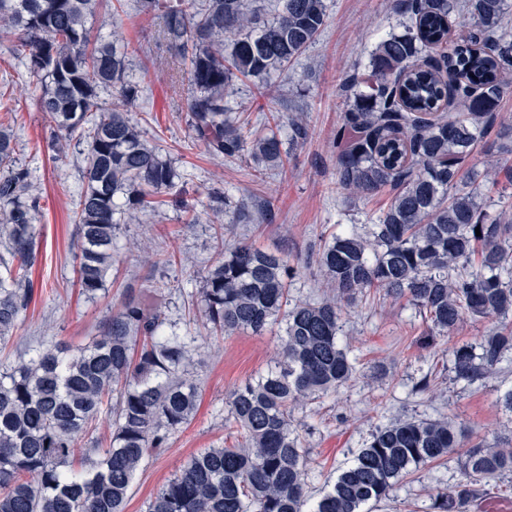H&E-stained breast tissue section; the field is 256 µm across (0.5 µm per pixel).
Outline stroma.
Here are the masks:
<instances>
[{"label": "stroma", "mask_w": 512, "mask_h": 512, "mask_svg": "<svg viewBox=\"0 0 512 512\" xmlns=\"http://www.w3.org/2000/svg\"><path fill=\"white\" fill-rule=\"evenodd\" d=\"M126 11L90 18L92 36L116 35L131 47L128 72L144 88L135 114L148 143L179 173L163 193L162 204L143 211L118 199L112 268L96 298L82 294L77 282V239L73 213L85 188V142H71L53 160L49 130L39 110L40 81L31 77L13 37L0 34V85L14 94L9 119L18 137L15 158L30 172L38 201L37 261L32 268V300L25 321L5 349L0 366L33 356L42 347L63 343L85 346L96 327L119 310L126 289L160 310L167 329L191 337L189 370L201 389V403L190 424L167 448L148 456L138 473L125 512H145L147 501L183 465L207 448L227 447L235 436L228 422V397L234 387L265 373L278 359L284 321L263 334L207 335L198 300L211 262L224 247L247 242L284 253L298 274L288 282L290 302H317L326 277L317 255L333 235L369 230L387 207L386 195L365 196L336 187L335 135L344 116L340 86L363 69L383 38L406 31L396 0H326L327 22L308 49L269 80L233 79L224 104L241 121L256 123L275 113L285 149V167L252 158L225 159L192 144L186 124V95L169 84L171 59L159 46V20L138 15L135 0ZM302 118L304 139L292 140L288 117ZM512 143L497 127L479 142L466 165L490 215L512 207V184L488 191L487 163L512 169ZM195 223H188L189 213ZM170 256L153 265V253ZM494 321L469 320L451 335H435L431 323L406 299L385 292H362L345 305L340 343L354 366L351 379L320 402L296 408L294 419L309 459L306 483L319 498L349 465L378 428L415 417L448 418L464 429L462 447L480 441L512 447V411L502 404L512 390V351L496 372L472 382L456 379L452 350L479 346ZM429 378V390L415 386ZM461 478L459 455L418 468L399 478L388 500L371 512H433L434 495Z\"/></svg>", "instance_id": "stroma-1"}]
</instances>
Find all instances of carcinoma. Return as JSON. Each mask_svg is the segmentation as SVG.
I'll return each instance as SVG.
<instances>
[{
    "instance_id": "1",
    "label": "carcinoma",
    "mask_w": 512,
    "mask_h": 512,
    "mask_svg": "<svg viewBox=\"0 0 512 512\" xmlns=\"http://www.w3.org/2000/svg\"><path fill=\"white\" fill-rule=\"evenodd\" d=\"M123 0H0V29L29 50L40 80V111L56 155L76 139L87 144V188L74 221L78 283L90 296L112 266L117 195L141 210L173 186L175 172L148 145L130 108L141 97L126 53L91 38L87 19ZM412 26L371 52L362 73L343 85L344 124L337 131V184L362 194L387 193L372 238L336 235L318 256L330 291L319 303L288 306L297 271L280 253L245 242L222 251L202 289L203 316L222 334L263 333L286 310L279 338L282 366L234 388L229 413L241 440L207 448L148 501L146 512H363L389 497L395 480L455 451L457 426L406 419L380 427L307 511V453L292 428V410L336 391L354 366L338 340L343 302L382 290L417 305L432 325L455 329L465 318L512 312V211L487 221L469 188L467 158L499 119L512 86L509 0H399ZM162 20L173 88L187 87V124L209 154L246 153L284 166L287 153L270 126L246 136L224 106L233 76L263 78L284 68L315 40L327 20L325 0H283L278 18L260 23L246 0H138ZM466 35L449 37L451 15ZM119 100L99 110L97 90ZM13 127L0 121V344L19 330L32 300L37 200L29 173L15 160ZM481 235H476L475 228ZM162 329L160 314L127 295L89 346L37 351L0 373V512H124L145 458L166 447L192 420L198 385L186 370L188 342ZM512 349V325L484 338L480 354L453 349L456 376L468 382L495 373ZM114 401L109 446L89 439L103 407ZM96 454L80 471L78 447ZM512 472V449L476 443L464 452L463 479L439 493L435 512H469L488 483Z\"/></svg>"
}]
</instances>
